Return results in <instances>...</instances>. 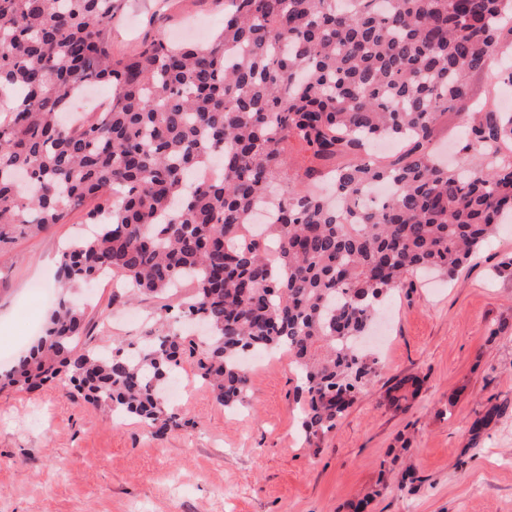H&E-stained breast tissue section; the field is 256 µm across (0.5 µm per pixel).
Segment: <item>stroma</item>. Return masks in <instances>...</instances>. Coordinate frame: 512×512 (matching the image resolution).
Segmentation results:
<instances>
[{"instance_id": "35a3bbf8", "label": "stroma", "mask_w": 512, "mask_h": 512, "mask_svg": "<svg viewBox=\"0 0 512 512\" xmlns=\"http://www.w3.org/2000/svg\"><path fill=\"white\" fill-rule=\"evenodd\" d=\"M224 25V0H121L108 38L113 58L163 39L201 43ZM86 213L0 246V372L26 351L56 288L61 247L86 231ZM512 223L454 280L415 279L394 293L372 345L379 369L335 429L299 431L296 375L279 355L248 372L247 405L217 404L184 357L166 392L181 428L117 421L63 379L0 390V512H512ZM89 300L92 342L129 347L151 327L152 299L112 310L103 286ZM420 388L395 409L388 390Z\"/></svg>"}]
</instances>
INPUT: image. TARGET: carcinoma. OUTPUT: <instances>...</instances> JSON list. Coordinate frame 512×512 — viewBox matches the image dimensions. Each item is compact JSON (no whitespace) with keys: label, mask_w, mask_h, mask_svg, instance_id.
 Segmentation results:
<instances>
[{"label":"carcinoma","mask_w":512,"mask_h":512,"mask_svg":"<svg viewBox=\"0 0 512 512\" xmlns=\"http://www.w3.org/2000/svg\"><path fill=\"white\" fill-rule=\"evenodd\" d=\"M119 0H0V243L63 224L89 198L110 203L91 236L63 248L60 282L104 271L112 303L164 302L206 323L197 375L226 408L247 401V353L286 352L306 439L336 428L378 361L357 352L386 297L433 269L452 277L512 223V112L472 109L470 78L512 46V0H228L204 47L154 41L112 58ZM111 85L109 109L74 125L64 109L86 84ZM455 110L459 167L432 155ZM392 138L393 155L363 158ZM297 139L326 167L335 202L288 168ZM220 161L224 173L193 182ZM377 183L381 204L356 205ZM279 198L260 234L250 217ZM85 308L62 299L8 383L59 375L112 416L180 426L166 406L188 337L150 330L133 352L82 343Z\"/></svg>","instance_id":"1"}]
</instances>
